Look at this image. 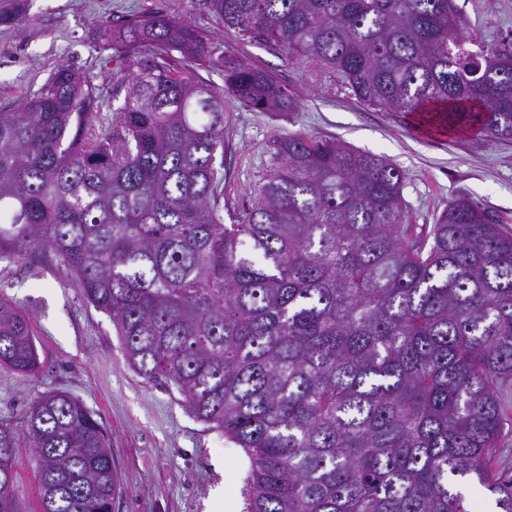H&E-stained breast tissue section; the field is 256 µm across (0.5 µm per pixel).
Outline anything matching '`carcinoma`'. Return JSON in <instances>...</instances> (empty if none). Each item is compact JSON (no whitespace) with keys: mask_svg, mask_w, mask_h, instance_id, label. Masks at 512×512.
<instances>
[{"mask_svg":"<svg viewBox=\"0 0 512 512\" xmlns=\"http://www.w3.org/2000/svg\"><path fill=\"white\" fill-rule=\"evenodd\" d=\"M226 29L300 53L361 103L512 141V39L464 33L455 0H211ZM133 53L124 107L91 146L93 91L59 66L0 109V259L53 252L106 313L128 365L176 389L250 463L243 512H471L512 391V232L467 199L418 235L403 174L338 139L275 141L252 205L224 223V94L293 110L270 72L224 62V90L174 69L209 45L165 15L107 35ZM148 43L150 52L138 51ZM0 366L38 367L0 297ZM40 512H111L106 432L81 401L29 410ZM0 423V512L15 496Z\"/></svg>","mask_w":512,"mask_h":512,"instance_id":"1","label":"carcinoma"}]
</instances>
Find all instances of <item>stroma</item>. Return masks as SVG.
I'll return each mask as SVG.
<instances>
[{
  "label": "stroma",
  "instance_id": "obj_1",
  "mask_svg": "<svg viewBox=\"0 0 512 512\" xmlns=\"http://www.w3.org/2000/svg\"><path fill=\"white\" fill-rule=\"evenodd\" d=\"M455 3L465 33L487 42L512 38V0ZM23 14V22L0 26V108L7 110L18 109L63 64L93 88L100 115L111 117L134 68L102 33L146 15L187 21L207 39L211 60L191 69L215 89L224 87V56L272 72L294 97L293 111L224 100L225 214L251 206L273 170L274 141L302 133L343 140L397 166L409 223H432L465 197L512 230V141L476 131L420 133L404 113L359 103L337 75L308 58L225 29L209 0H23ZM0 296L29 319L39 355L35 372L0 368V421L14 431L15 491L25 512L39 507L27 413L45 392L79 399L105 427L116 478L112 512H242L244 451L197 420L177 391L127 365L111 320L69 285L59 261L47 254L0 260Z\"/></svg>",
  "mask_w": 512,
  "mask_h": 512
}]
</instances>
